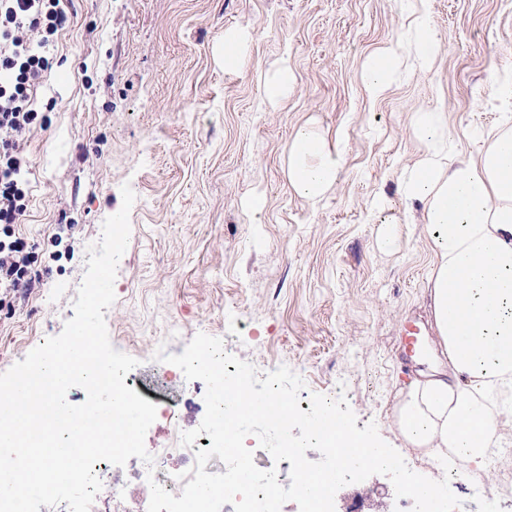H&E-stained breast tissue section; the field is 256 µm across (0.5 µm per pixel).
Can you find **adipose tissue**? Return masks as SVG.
Masks as SVG:
<instances>
[{"instance_id":"adipose-tissue-1","label":"adipose tissue","mask_w":512,"mask_h":512,"mask_svg":"<svg viewBox=\"0 0 512 512\" xmlns=\"http://www.w3.org/2000/svg\"><path fill=\"white\" fill-rule=\"evenodd\" d=\"M438 39L418 16L403 46L372 57L363 73L370 96L429 72ZM486 97L499 111L477 156L459 157L448 116L412 115L423 152L399 178V192L422 205L434 263L426 290L442 361L400 389L394 418L405 443L435 461L468 470L485 465L512 420V70L492 69ZM344 155L313 127H300L284 158L293 191L320 202L337 183Z\"/></svg>"}]
</instances>
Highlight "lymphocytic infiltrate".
Returning <instances> with one entry per match:
<instances>
[{
  "mask_svg": "<svg viewBox=\"0 0 512 512\" xmlns=\"http://www.w3.org/2000/svg\"><path fill=\"white\" fill-rule=\"evenodd\" d=\"M67 21L66 0H0V311L42 281L17 229L29 198L22 141L40 122L33 100L51 67L41 49Z\"/></svg>",
  "mask_w": 512,
  "mask_h": 512,
  "instance_id": "f902f5d3",
  "label": "lymphocytic infiltrate"
}]
</instances>
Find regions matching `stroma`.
Masks as SVG:
<instances>
[{"label": "stroma", "instance_id": "35a3bbf8", "mask_svg": "<svg viewBox=\"0 0 512 512\" xmlns=\"http://www.w3.org/2000/svg\"><path fill=\"white\" fill-rule=\"evenodd\" d=\"M423 11L440 43L433 70L370 99L368 57L404 42ZM69 16L36 93L44 125L23 144L30 201L20 231L50 272L11 315L0 313V373L73 318L87 248L127 183L136 200L105 320L113 347L137 359L131 377L145 397L164 394L186 430L200 426L205 383L177 368L159 382L154 355L182 354L202 332L258 374L288 366L305 383L301 405L314 393L345 396L357 428L375 423L411 470L431 476L434 462L392 422L399 389L431 369L425 357L402 368L400 325L434 336L425 297L433 253L422 206L402 199L399 176L422 151L410 131L418 108L447 112L465 155L475 150L466 128L494 125L485 79L512 64V0H71ZM231 26L253 37L235 73L218 53ZM281 64L296 85L272 107L263 81ZM304 125L345 156L315 206L282 166ZM255 195L265 199L258 223L246 208ZM389 229L398 242L385 253L377 240ZM501 433L510 453L485 491L452 484L459 512H512V499L486 494L512 477V425ZM384 501L412 512L383 475L342 487L335 512H375Z\"/></svg>", "mask_w": 512, "mask_h": 512}]
</instances>
